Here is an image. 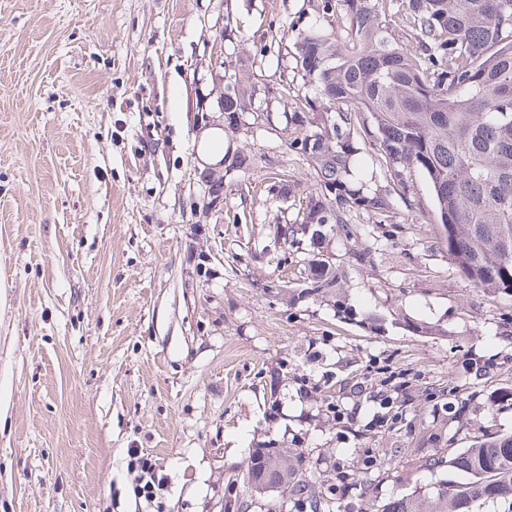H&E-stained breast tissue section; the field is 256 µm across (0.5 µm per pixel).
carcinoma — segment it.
Returning a JSON list of instances; mask_svg holds the SVG:
<instances>
[{
  "mask_svg": "<svg viewBox=\"0 0 512 512\" xmlns=\"http://www.w3.org/2000/svg\"><path fill=\"white\" fill-rule=\"evenodd\" d=\"M341 2L343 31L315 24L295 37L301 80L313 94L289 113L297 130L290 148L312 165L316 192L302 198L301 219L286 238L316 237L327 225L356 240L369 230L351 224L355 210L384 222L385 197L350 182L360 150L352 113L366 112L389 178L400 184L412 169L426 176L448 260L473 286L512 293V0ZM252 97L247 82L229 78L227 117L248 109ZM299 274L317 293L341 287L327 258ZM503 407H512V386L490 395L488 409ZM453 444L451 436L424 467L467 481L403 495L380 512H476L486 500L512 501V434L477 433L467 448ZM262 466L286 482L297 506L336 512L332 479L315 480L301 453L269 456Z\"/></svg>",
  "mask_w": 512,
  "mask_h": 512,
  "instance_id": "obj_1",
  "label": "carcinoma"
}]
</instances>
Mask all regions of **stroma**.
Listing matches in <instances>:
<instances>
[{
	"label": "stroma",
	"instance_id": "obj_1",
	"mask_svg": "<svg viewBox=\"0 0 512 512\" xmlns=\"http://www.w3.org/2000/svg\"><path fill=\"white\" fill-rule=\"evenodd\" d=\"M321 14L322 0H0V512H236L234 480L270 442L320 478L352 474L336 512H379L445 478L421 468L438 437L469 446L458 401L469 424L512 433V408H486L512 385V293L473 287L438 250L421 171L397 186L373 141L358 156L389 202L375 263L363 239L269 246L315 189L283 118L301 102L280 89L301 87L294 38ZM234 73L274 90L240 127L221 109ZM210 126L215 168L197 155ZM320 249L340 297L269 289L280 258L294 274ZM438 383L448 395L425 400ZM132 448L157 462L159 504L133 492ZM198 137V158L201 164L218 167L224 159V133L218 127H207L200 131Z\"/></svg>",
	"mask_w": 512,
	"mask_h": 512
}]
</instances>
